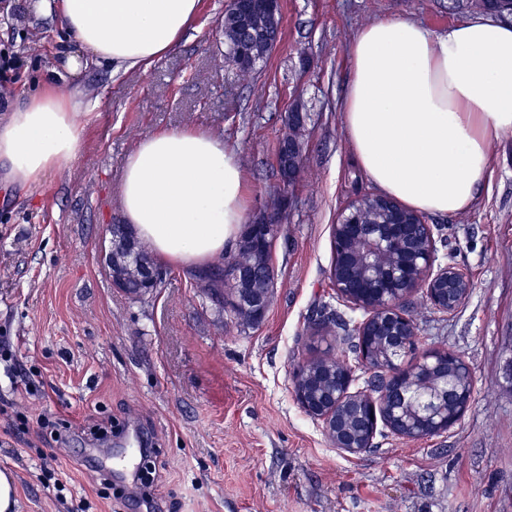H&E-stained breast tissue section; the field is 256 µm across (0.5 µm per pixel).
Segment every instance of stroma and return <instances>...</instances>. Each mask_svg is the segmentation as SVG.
Instances as JSON below:
<instances>
[{"instance_id": "obj_1", "label": "stroma", "mask_w": 512, "mask_h": 512, "mask_svg": "<svg viewBox=\"0 0 512 512\" xmlns=\"http://www.w3.org/2000/svg\"><path fill=\"white\" fill-rule=\"evenodd\" d=\"M225 0H200L197 21L148 70L113 75L90 66L54 89L97 100L74 165L33 192L0 189V471L16 486L13 512H512V135L491 148L473 207L430 215L438 264L473 281L453 314L413 295L418 348L441 347L470 365L475 390L445 433L405 440L378 428L372 447H332L299 405L295 368L343 354L320 312L357 324L329 272L340 209L374 186L355 161L339 104L356 31L404 16L432 30L472 19L454 0H282L281 40L242 80L224 60ZM65 35L29 0H0V116L57 66ZM308 114L305 166L272 251L273 296L256 325L222 319L205 281L165 266L159 288L133 297L104 268L109 225L120 223L127 156L148 135L197 129L236 151L246 218L279 184L282 117ZM74 433L56 455L70 476L62 494L42 486L41 416ZM111 419V438L88 429ZM158 451L154 498L135 478L100 498L84 476L91 448Z\"/></svg>"}]
</instances>
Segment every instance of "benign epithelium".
<instances>
[{
    "label": "benign epithelium",
    "instance_id": "7a95c632",
    "mask_svg": "<svg viewBox=\"0 0 512 512\" xmlns=\"http://www.w3.org/2000/svg\"><path fill=\"white\" fill-rule=\"evenodd\" d=\"M280 0H226L224 13L233 15L247 37L239 46L236 71L249 76L255 67L257 45L269 55L280 39L276 25ZM288 136L278 146L277 167L294 171L281 182H297L300 158L297 140L304 139L306 113L293 105L285 113ZM284 200L272 202L252 221L255 229L276 226ZM332 241L337 252L330 268V279L337 296L365 313L359 323L360 357L367 362L374 343L382 344L385 364L383 381L402 380L395 391L379 393L350 391L353 375L333 373L326 377L297 369L295 395L301 408L322 422L333 447L350 455L365 452L372 443L378 424L394 436L417 439L442 434L458 424L469 408L474 382L458 383L465 371L457 354L431 350L413 364L401 361L417 347L415 325L402 306L410 294L420 291L437 311L451 314L469 298L473 288L467 272L448 264L435 265L436 242L430 225L417 222L401 209L391 207L386 198L363 193L348 202L332 225ZM141 245L122 227L112 233L110 247L104 253V265L112 284L143 295L163 280V272L140 257ZM254 260L225 272L234 288L238 305L262 318L270 303V292L257 286L256 278L271 271L267 249L253 248Z\"/></svg>",
    "mask_w": 512,
    "mask_h": 512
}]
</instances>
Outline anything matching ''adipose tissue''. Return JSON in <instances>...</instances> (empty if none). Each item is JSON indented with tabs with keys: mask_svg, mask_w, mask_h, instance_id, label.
I'll return each instance as SVG.
<instances>
[{
	"mask_svg": "<svg viewBox=\"0 0 512 512\" xmlns=\"http://www.w3.org/2000/svg\"><path fill=\"white\" fill-rule=\"evenodd\" d=\"M58 9L77 49L63 67L113 74L148 69L193 27L199 0H37ZM340 103L359 167L382 194L433 215L468 210L486 178L491 146L512 134V25L476 18L445 31L413 19L359 29ZM93 102L64 98L43 81L0 119V168L32 190L69 168ZM120 210L160 263H220L245 220L237 153L210 134L160 131L126 160Z\"/></svg>",
	"mask_w": 512,
	"mask_h": 512,
	"instance_id": "adipose-tissue-1",
	"label": "adipose tissue"
}]
</instances>
